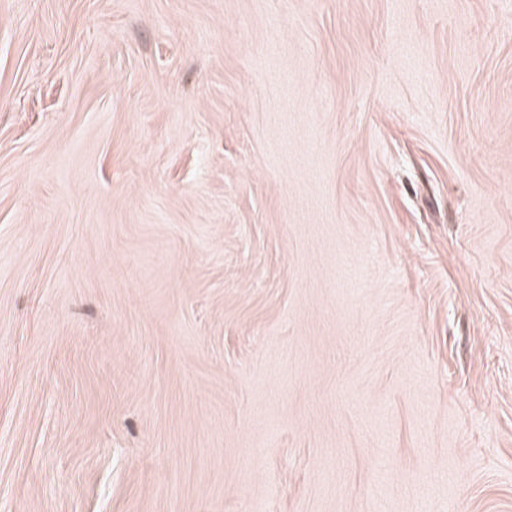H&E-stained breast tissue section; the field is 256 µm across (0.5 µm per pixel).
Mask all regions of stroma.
<instances>
[{
  "label": "stroma",
  "mask_w": 512,
  "mask_h": 512,
  "mask_svg": "<svg viewBox=\"0 0 512 512\" xmlns=\"http://www.w3.org/2000/svg\"><path fill=\"white\" fill-rule=\"evenodd\" d=\"M0 512H512V0H0Z\"/></svg>",
  "instance_id": "1"
}]
</instances>
